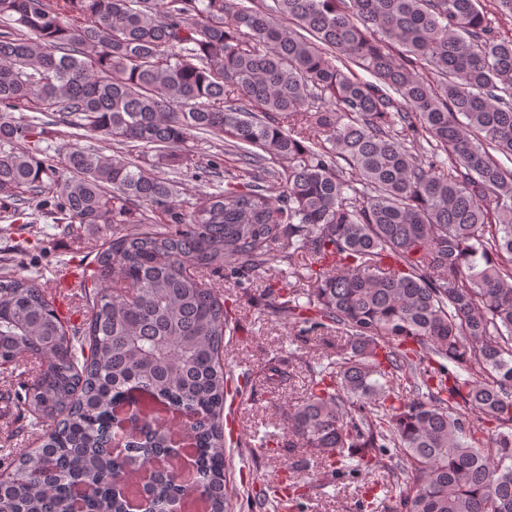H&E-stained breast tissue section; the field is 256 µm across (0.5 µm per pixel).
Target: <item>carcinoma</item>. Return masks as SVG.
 I'll list each match as a JSON object with an SVG mask.
<instances>
[{"instance_id":"1","label":"carcinoma","mask_w":512,"mask_h":512,"mask_svg":"<svg viewBox=\"0 0 512 512\" xmlns=\"http://www.w3.org/2000/svg\"><path fill=\"white\" fill-rule=\"evenodd\" d=\"M0 18V206L50 197L74 231L139 225L79 282L82 336L39 275L0 276V366L38 369L18 394L36 446L0 461V512H174L190 493L227 512L234 327L206 279L274 262L308 287L265 288L263 307L347 338L309 367L288 447L332 479L388 456L395 494L372 487L356 512H512V168L496 158L512 157V0H0ZM49 125L71 129L58 160ZM197 133L243 173L191 203L183 171L223 173L187 153ZM295 360L269 359L266 385ZM398 380L412 389L390 400ZM134 388L192 416L181 477L158 468L181 449L151 411L113 453ZM263 498L295 507L281 486Z\"/></svg>"}]
</instances>
